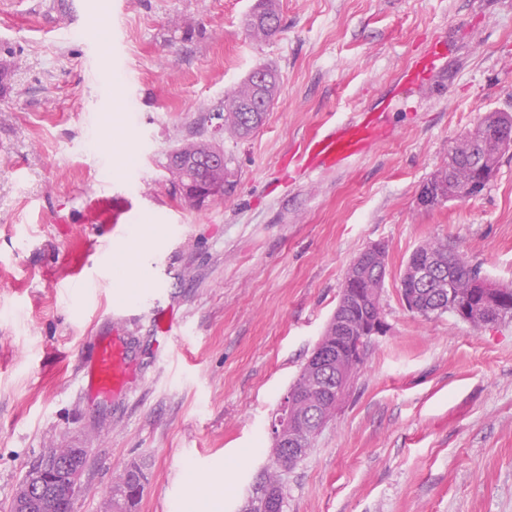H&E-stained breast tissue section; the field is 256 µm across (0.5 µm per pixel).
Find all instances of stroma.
<instances>
[{"mask_svg":"<svg viewBox=\"0 0 512 512\" xmlns=\"http://www.w3.org/2000/svg\"><path fill=\"white\" fill-rule=\"evenodd\" d=\"M92 2L0 0V62L20 64L0 87V512L43 449L78 437L73 512H102L139 459L137 512H244L280 404L376 243L387 330L289 471L285 512H512V323L427 319L399 294L412 252L437 239L512 285V151L480 195L417 204L463 135L512 113V0H279L263 42L244 25L254 0H119L93 22ZM110 43L123 71L107 86ZM260 64L280 88L258 131L224 143L233 189L187 208L168 154L206 138L209 108ZM356 109L378 142L301 170L303 142ZM92 195L119 218L90 213ZM97 239L72 268L71 249ZM105 325L138 375L103 402L78 369Z\"/></svg>","mask_w":512,"mask_h":512,"instance_id":"obj_1","label":"stroma"}]
</instances>
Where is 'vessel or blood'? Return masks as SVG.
<instances>
[{
	"label": "vessel or blood",
	"instance_id": "b4317fda",
	"mask_svg": "<svg viewBox=\"0 0 512 512\" xmlns=\"http://www.w3.org/2000/svg\"><path fill=\"white\" fill-rule=\"evenodd\" d=\"M373 138L365 116L350 118L314 134L305 151L314 167H334L362 152ZM137 375V361L124 337L103 334L92 339L89 356L80 365V387L100 398L126 393Z\"/></svg>",
	"mask_w": 512,
	"mask_h": 512
}]
</instances>
